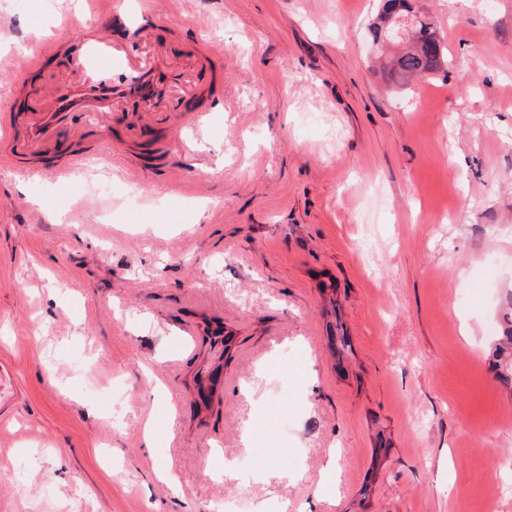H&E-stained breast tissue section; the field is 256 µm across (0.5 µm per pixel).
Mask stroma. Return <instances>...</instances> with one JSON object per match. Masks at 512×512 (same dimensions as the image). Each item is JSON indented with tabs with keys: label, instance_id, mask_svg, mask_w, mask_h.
<instances>
[{
	"label": "stroma",
	"instance_id": "1",
	"mask_svg": "<svg viewBox=\"0 0 512 512\" xmlns=\"http://www.w3.org/2000/svg\"><path fill=\"white\" fill-rule=\"evenodd\" d=\"M413 3L451 64L401 89L381 0H0L16 141L102 29L206 121L0 147V512H512V0Z\"/></svg>",
	"mask_w": 512,
	"mask_h": 512
}]
</instances>
